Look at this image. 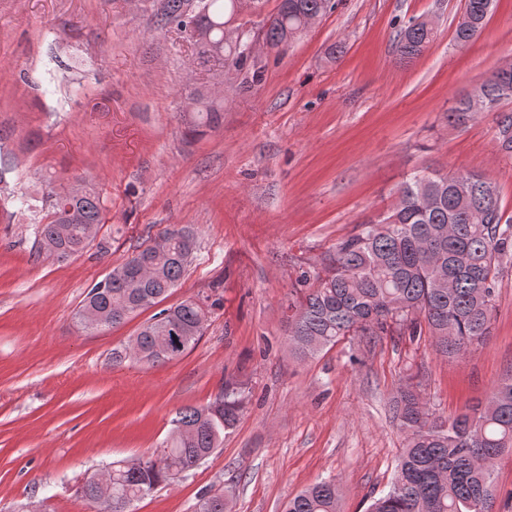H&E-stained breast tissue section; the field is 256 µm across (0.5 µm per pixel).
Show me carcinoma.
Masks as SVG:
<instances>
[{
	"label": "carcinoma",
	"instance_id": "obj_1",
	"mask_svg": "<svg viewBox=\"0 0 512 512\" xmlns=\"http://www.w3.org/2000/svg\"><path fill=\"white\" fill-rule=\"evenodd\" d=\"M158 26L192 41L200 64L222 59L238 68L248 57L224 43V16L235 0H198L199 14L187 11L188 0H156ZM493 0H464L454 39L470 42L486 25ZM334 0H289L263 26L267 47L284 52L320 18ZM429 20H411L397 32L395 49L402 59L419 55L433 41ZM512 99V65H504L448 109V122L464 125L501 102ZM193 109L183 113L188 135L221 126L222 106L197 92ZM499 151L512 156V113L500 117ZM104 196L83 190L64 197L51 190L45 214L37 221L40 246L65 259L94 243L89 230L102 223ZM196 249L188 227L170 229L161 243L148 245L124 259L87 292L77 312L87 328L116 325L169 296ZM512 262V218H504L497 186L484 177L457 171H414L400 184L395 202L377 219L358 225L336 244L325 274L304 271L298 285L305 292L288 303V344L301 359L312 358L348 336H381L387 332L419 336L428 331L435 352L462 357L490 333L496 311L500 274ZM214 303L209 296L189 297L157 313L145 324L125 354L145 364L175 359L171 337L183 338L184 349L203 335ZM245 387L224 384L222 400L187 406L174 420L161 449L133 462H114L111 473H86L80 493L104 512H128L130 505L162 483L188 473L223 446L236 427ZM405 433L406 444L389 490L372 500L368 512H496L494 463L512 452V377L492 389L487 402L448 419L435 415L417 385L399 387L390 408ZM342 486L325 478L308 486L284 505L283 512H341ZM196 512H226L224 497L202 496Z\"/></svg>",
	"mask_w": 512,
	"mask_h": 512
}]
</instances>
